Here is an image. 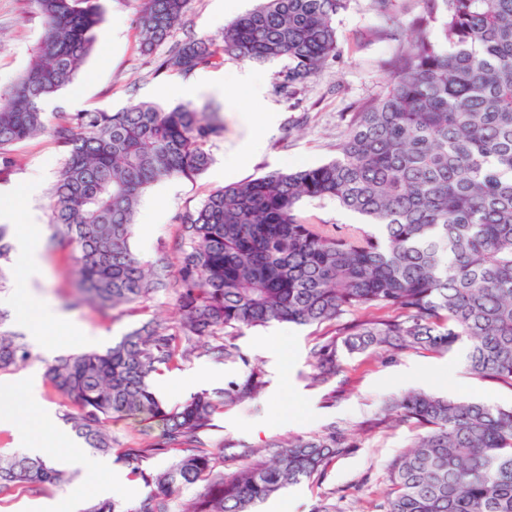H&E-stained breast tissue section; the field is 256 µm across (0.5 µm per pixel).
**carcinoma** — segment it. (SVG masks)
<instances>
[{"label": "carcinoma", "instance_id": "cac0c4a2", "mask_svg": "<svg viewBox=\"0 0 512 512\" xmlns=\"http://www.w3.org/2000/svg\"><path fill=\"white\" fill-rule=\"evenodd\" d=\"M397 19L393 0H371L397 41L383 93L353 113L335 159L272 170L213 189L179 216L175 331L148 321L104 352L62 356L48 367L76 415L65 421L93 452L113 455L154 486L134 512H257L323 470L347 434L329 431L276 445L269 458L224 476V456L202 448L224 407L262 387L251 369L219 391L169 407L151 378L182 367L201 346L216 361L248 363L234 343L272 323L342 321L350 353L466 350L475 374L512 383V0H417ZM46 31L34 61L0 94V171L13 148L50 134L63 159L49 192L52 242L73 249L80 299L101 310L142 304L164 286L165 266L131 248L141 196L158 181L195 180L224 132L219 109L191 101L141 102L116 112H54L41 102L69 85L90 55L101 0H35ZM190 0H142L140 49L152 55L181 24ZM352 0H262L224 27L220 42L190 39L155 71L189 74L224 57L288 60L278 92L293 95L341 53L336 17ZM333 204L378 226L330 225L313 207ZM28 345L0 329V372L27 363ZM339 369L336 343L315 353L310 381ZM159 422L144 446L113 447L112 418ZM384 426L409 423L408 449L388 464L381 512H512V408L421 390L386 403ZM177 457L148 472L161 451ZM50 462L0 451V493L66 483ZM201 488L172 505L173 493Z\"/></svg>", "mask_w": 512, "mask_h": 512}]
</instances>
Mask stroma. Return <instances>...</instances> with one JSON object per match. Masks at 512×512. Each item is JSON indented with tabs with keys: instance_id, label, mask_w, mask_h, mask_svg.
Returning <instances> with one entry per match:
<instances>
[{
	"instance_id": "35a3bbf8",
	"label": "stroma",
	"mask_w": 512,
	"mask_h": 512,
	"mask_svg": "<svg viewBox=\"0 0 512 512\" xmlns=\"http://www.w3.org/2000/svg\"><path fill=\"white\" fill-rule=\"evenodd\" d=\"M258 4V0H190L181 25L168 39L175 46L193 36L220 39L225 25ZM141 0H103V19L93 49L74 82L50 96L54 112L117 111L134 102L166 108L193 100L219 106L224 133L210 146L213 165L196 181L170 178L144 194L131 241L145 264L175 268L176 217L195 207L212 188L238 182L272 169L316 166L333 159L336 144L352 112L382 93L390 78L380 68L394 47L382 37L381 20L371 0H353L336 19L341 54L294 96L277 93L275 78L288 68L280 59L253 65L259 89L238 83L241 63L225 58L217 68H200L184 75L156 73L139 49L135 24ZM44 32V20L34 0H0V91L7 90L35 57ZM208 77L220 92L192 97L186 89ZM62 153L51 135L44 134L16 146L14 165L0 173V204L26 188L30 173L42 169L44 179L31 194L30 205L42 223H49L48 192L55 180ZM159 212L157 223L145 221V209ZM44 273L29 290L33 300L52 304L73 323L75 330L90 329L102 351L143 322L157 319L172 325L179 319L176 283L154 292L145 308L121 306L106 311L76 301L73 265L67 252L44 251ZM336 323L321 327L272 324L247 330L235 343L247 363H219L198 355L177 371L154 380V390L176 402L201 390L215 391L242 378L248 367L261 370L264 386L256 400L225 407L204 441L208 451L225 453L224 472L232 474L242 463L243 448H262L269 442L297 435L312 436L338 428L354 441L321 474L284 489L266 502L263 512H313L322 503L338 512H375L388 487L387 464L411 441L414 430L405 423L390 428L375 426V413L386 398L407 390L479 399L512 406V385L474 375L463 351L426 350L396 355L377 350L350 354L338 350L339 370L327 385L309 380L313 351L336 336ZM289 352H282V344ZM287 364H280V354Z\"/></svg>"
}]
</instances>
